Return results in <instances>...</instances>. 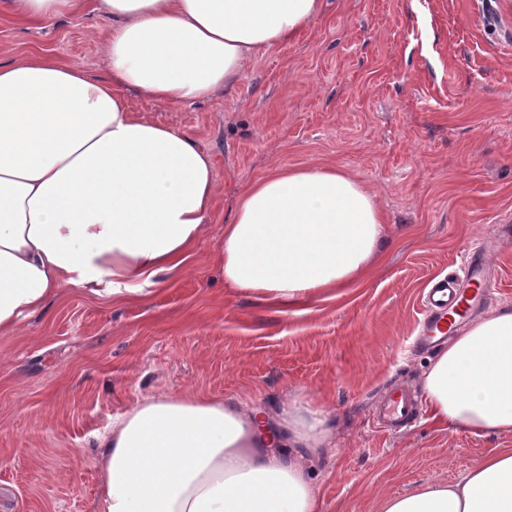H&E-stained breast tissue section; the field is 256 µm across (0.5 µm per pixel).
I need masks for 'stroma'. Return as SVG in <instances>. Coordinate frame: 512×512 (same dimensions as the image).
<instances>
[{"label": "stroma", "instance_id": "stroma-1", "mask_svg": "<svg viewBox=\"0 0 512 512\" xmlns=\"http://www.w3.org/2000/svg\"><path fill=\"white\" fill-rule=\"evenodd\" d=\"M110 19L42 28L0 14V44L49 50L102 76ZM133 112L189 134L219 187L189 268L121 305L80 292L0 336V512H95L96 436L140 398L202 392L263 412L320 408L327 448L307 461L321 512H377L384 497L453 481L512 435H390L373 403L420 388L412 343L422 292L480 247L496 273L489 312L512 310V0H322L290 42L260 51L228 97ZM335 167L384 215L364 281L296 313L224 282L215 255L242 190L279 170Z\"/></svg>", "mask_w": 512, "mask_h": 512}]
</instances>
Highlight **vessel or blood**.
<instances>
[{
	"label": "vessel or blood",
	"instance_id": "vessel-or-blood-1",
	"mask_svg": "<svg viewBox=\"0 0 512 512\" xmlns=\"http://www.w3.org/2000/svg\"><path fill=\"white\" fill-rule=\"evenodd\" d=\"M496 286L490 265L482 251H469L458 274L435 281L423 303L419 340L433 349L447 343L466 319L481 311ZM419 416L415 397L405 388L391 386L379 402L377 425L398 430L411 426Z\"/></svg>",
	"mask_w": 512,
	"mask_h": 512
}]
</instances>
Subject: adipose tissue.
<instances>
[{
    "label": "adipose tissue",
    "instance_id": "1",
    "mask_svg": "<svg viewBox=\"0 0 512 512\" xmlns=\"http://www.w3.org/2000/svg\"><path fill=\"white\" fill-rule=\"evenodd\" d=\"M24 23L91 11L112 22L104 77L47 51L0 45V335L64 290L140 300L183 272L217 184L208 154L141 118L134 91L166 104L231 94L259 51L292 40L320 0H0ZM372 192L332 167L281 170L244 190L224 226V281L299 307L362 281L381 237ZM441 430L512 434V312L471 322L421 380ZM329 435L324 412L274 418L239 398L192 393L137 402L98 437L96 512H320L299 451ZM380 512H512V448L461 478L385 497Z\"/></svg>",
    "mask_w": 512,
    "mask_h": 512
}]
</instances>
